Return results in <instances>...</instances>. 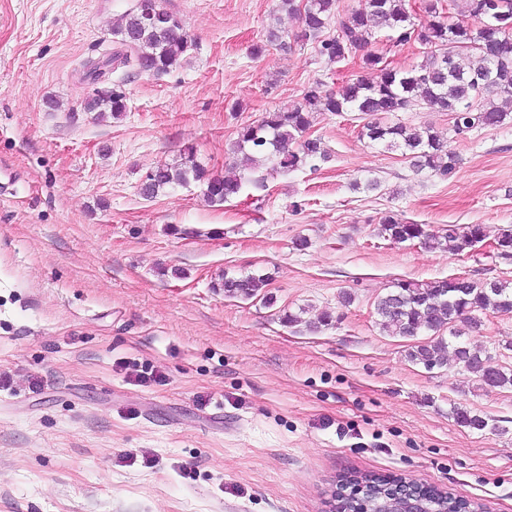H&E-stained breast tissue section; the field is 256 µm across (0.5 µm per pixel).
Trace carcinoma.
<instances>
[{"instance_id":"1","label":"carcinoma","mask_w":512,"mask_h":512,"mask_svg":"<svg viewBox=\"0 0 512 512\" xmlns=\"http://www.w3.org/2000/svg\"><path fill=\"white\" fill-rule=\"evenodd\" d=\"M282 7L298 16L301 31L297 39L317 43L319 54L341 62L358 55L362 67L379 72V79H356L335 90H325L322 83H311L300 101H292L267 112L260 123L240 128L235 152L243 159L257 161V156L275 157V168L288 172L308 162L329 159L318 137L307 132L314 114L340 115L358 112L368 121L361 135L391 151H401L414 169L427 170L441 179L452 176L458 159L448 153L447 140L429 127L388 123L394 112H403L414 104H423L453 116L457 135L474 129L501 126L512 120V28L507 30L500 16L512 23V0H462L458 16L452 15L456 0H423V17L418 19L407 7V0H364L336 21V35L324 36L336 16V0H313L303 12L295 0H281ZM385 33L399 45L411 42L428 48L426 58L410 67H397L369 49L378 34ZM125 50L114 51L102 65L130 68L140 73H164L181 64L190 47L182 22L175 16L162 23L150 21L135 7L125 13L113 30ZM480 82H474V79ZM84 110L100 116L120 118L126 111V94L114 85L95 90L84 101ZM200 181L212 202H224L240 194L241 175H210L188 155L173 165L161 164L141 180L140 196L152 199L172 185ZM380 232L397 244L419 242L430 249L455 254L471 252L486 238L484 226L450 224L442 233L426 224L407 222L389 212L380 220ZM267 286V278L256 275L224 277L216 287L224 296L250 300ZM512 312V288L495 279L474 280L451 276L426 283L400 280L375 304L379 326L389 336L409 338L425 329L432 340L411 347L408 358L428 369L448 365L443 356L448 348L444 333L459 338L478 327V314ZM453 360L481 383L493 387H512V369L493 362L484 350L459 343L453 348ZM450 414L456 423L483 432L499 429L489 420L455 404ZM359 479L371 491L368 506L387 503L388 512H401L403 502L383 491L388 480L375 474H361Z\"/></svg>"}]
</instances>
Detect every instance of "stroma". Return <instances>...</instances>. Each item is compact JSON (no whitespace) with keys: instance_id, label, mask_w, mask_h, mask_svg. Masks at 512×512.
<instances>
[{"instance_id":"35a3bbf8","label":"stroma","mask_w":512,"mask_h":512,"mask_svg":"<svg viewBox=\"0 0 512 512\" xmlns=\"http://www.w3.org/2000/svg\"><path fill=\"white\" fill-rule=\"evenodd\" d=\"M133 4L0 0V164L15 173L0 203V512H331L354 472L512 512V388L412 363L374 313L399 279L512 283L489 245L512 230V122L463 138L448 113H400L459 157L444 181L362 140L360 113L319 112L320 167L262 161L223 203L194 181L147 200L154 166L190 148L223 173L239 127L314 81L374 73L296 42L280 0H162L189 50L163 74L110 73L127 110L99 118L83 109L87 63L118 50ZM273 29L289 49L251 55ZM391 210L489 239L459 255L398 245L379 233ZM251 272L268 279L260 297L217 286ZM480 321L468 342L512 368V312ZM455 404L499 431L460 426Z\"/></svg>"}]
</instances>
